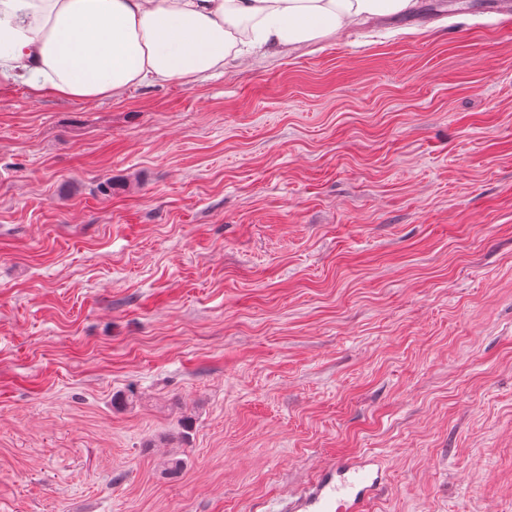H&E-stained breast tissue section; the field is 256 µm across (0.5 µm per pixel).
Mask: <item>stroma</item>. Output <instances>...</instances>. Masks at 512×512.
<instances>
[{"instance_id": "obj_1", "label": "stroma", "mask_w": 512, "mask_h": 512, "mask_svg": "<svg viewBox=\"0 0 512 512\" xmlns=\"http://www.w3.org/2000/svg\"><path fill=\"white\" fill-rule=\"evenodd\" d=\"M487 2L117 99L0 87V512H265L362 453L373 512H512Z\"/></svg>"}]
</instances>
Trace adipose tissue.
<instances>
[{
	"label": "adipose tissue",
	"mask_w": 512,
	"mask_h": 512,
	"mask_svg": "<svg viewBox=\"0 0 512 512\" xmlns=\"http://www.w3.org/2000/svg\"><path fill=\"white\" fill-rule=\"evenodd\" d=\"M414 0H0V86L73 101L185 84Z\"/></svg>",
	"instance_id": "ef3b65f1"
}]
</instances>
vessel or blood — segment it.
I'll list each match as a JSON object with an SVG mask.
<instances>
[{
  "label": "vessel or blood",
  "instance_id": "vessel-or-blood-1",
  "mask_svg": "<svg viewBox=\"0 0 512 512\" xmlns=\"http://www.w3.org/2000/svg\"><path fill=\"white\" fill-rule=\"evenodd\" d=\"M386 484V470L370 455L331 462L300 492L279 501L275 512H371Z\"/></svg>",
  "mask_w": 512,
  "mask_h": 512
}]
</instances>
